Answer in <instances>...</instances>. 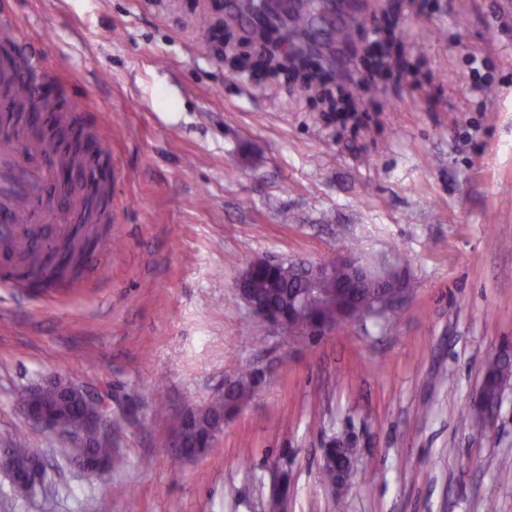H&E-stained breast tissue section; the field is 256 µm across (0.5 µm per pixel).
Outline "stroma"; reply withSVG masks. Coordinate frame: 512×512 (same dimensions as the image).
I'll return each instance as SVG.
<instances>
[{"label":"stroma","mask_w":512,"mask_h":512,"mask_svg":"<svg viewBox=\"0 0 512 512\" xmlns=\"http://www.w3.org/2000/svg\"><path fill=\"white\" fill-rule=\"evenodd\" d=\"M207 0H0L18 51L41 49L57 96L112 152L110 248L62 293L0 285V449H44L53 497L0 512H512V380L475 411L486 367L512 356V0H347L353 28L322 89L260 80L201 51ZM389 42L373 77L362 42ZM481 67H473L472 59ZM488 88L469 91L473 81ZM354 252L405 277L398 319L291 343L236 290L246 266ZM265 370L209 448L183 455L179 417ZM71 379L107 392L120 471L92 476L20 407ZM355 451L343 496L326 448Z\"/></svg>","instance_id":"stroma-1"}]
</instances>
